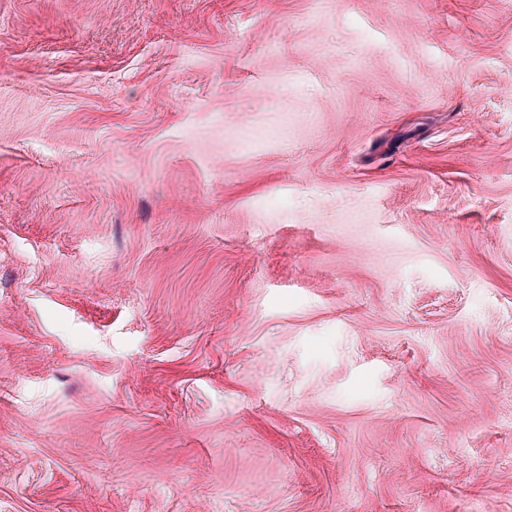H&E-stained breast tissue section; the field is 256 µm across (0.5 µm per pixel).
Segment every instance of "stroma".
<instances>
[{
  "mask_svg": "<svg viewBox=\"0 0 512 512\" xmlns=\"http://www.w3.org/2000/svg\"><path fill=\"white\" fill-rule=\"evenodd\" d=\"M0 512H512V0H0Z\"/></svg>",
  "mask_w": 512,
  "mask_h": 512,
  "instance_id": "obj_1",
  "label": "stroma"
}]
</instances>
